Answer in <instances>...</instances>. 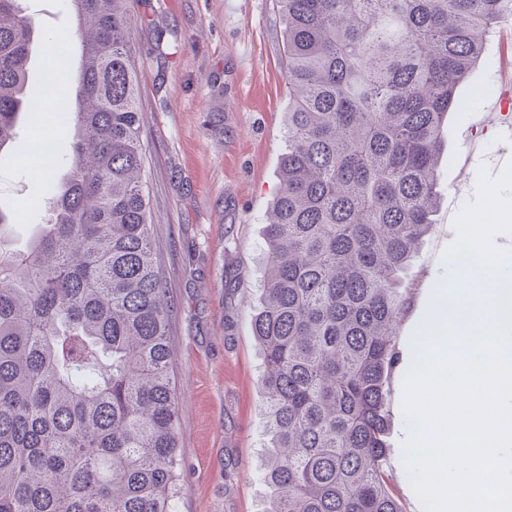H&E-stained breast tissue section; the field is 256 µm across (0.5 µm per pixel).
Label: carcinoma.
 Masks as SVG:
<instances>
[{
	"mask_svg": "<svg viewBox=\"0 0 512 512\" xmlns=\"http://www.w3.org/2000/svg\"><path fill=\"white\" fill-rule=\"evenodd\" d=\"M133 0H70L73 130L25 250L0 204V512H174V303L143 181ZM287 137L266 213L263 512H402L388 377L458 92L512 0H273ZM35 37L0 0V157L41 113Z\"/></svg>",
	"mask_w": 512,
	"mask_h": 512,
	"instance_id": "cac0c4a2",
	"label": "carcinoma"
}]
</instances>
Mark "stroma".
Here are the masks:
<instances>
[{"label": "stroma", "mask_w": 512, "mask_h": 512, "mask_svg": "<svg viewBox=\"0 0 512 512\" xmlns=\"http://www.w3.org/2000/svg\"><path fill=\"white\" fill-rule=\"evenodd\" d=\"M34 20L29 82L41 86V39L74 30L67 0H24ZM133 42L146 178L157 244L174 302L171 375L179 401L177 512H262L265 411L261 349L252 332L265 266V214L285 146L288 92L283 25L270 0H136ZM461 87L469 106L452 121L435 223L416 256L400 326L403 357L426 324L433 290L454 274L446 251L479 172L512 165V126L496 102L512 86V23L498 27ZM41 130L20 124L0 160V198L13 203L24 248L47 200L42 168L25 164ZM405 366L388 380L390 485L403 512H423L403 464L410 430L401 408Z\"/></svg>", "instance_id": "obj_1"}]
</instances>
